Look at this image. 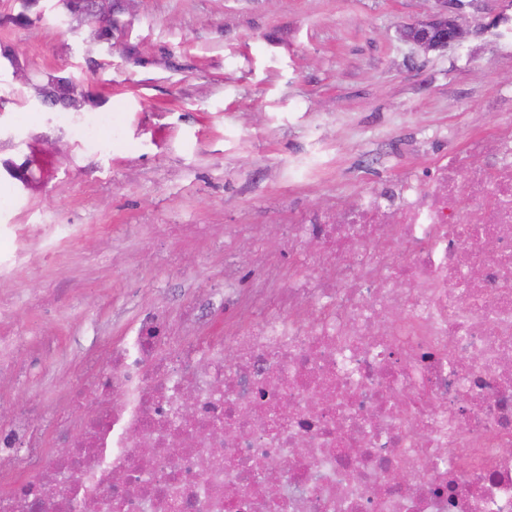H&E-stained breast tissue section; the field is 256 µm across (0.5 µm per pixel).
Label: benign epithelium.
Returning a JSON list of instances; mask_svg holds the SVG:
<instances>
[{
  "label": "benign epithelium",
  "mask_w": 512,
  "mask_h": 512,
  "mask_svg": "<svg viewBox=\"0 0 512 512\" xmlns=\"http://www.w3.org/2000/svg\"><path fill=\"white\" fill-rule=\"evenodd\" d=\"M439 12L427 22L404 24L399 28L401 39L424 54L462 44L473 29L459 21L461 7L457 0H438Z\"/></svg>",
  "instance_id": "obj_1"
}]
</instances>
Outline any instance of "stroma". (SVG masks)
<instances>
[{"instance_id": "35a3bbf8", "label": "stroma", "mask_w": 512, "mask_h": 512, "mask_svg": "<svg viewBox=\"0 0 512 512\" xmlns=\"http://www.w3.org/2000/svg\"><path fill=\"white\" fill-rule=\"evenodd\" d=\"M482 33L418 55L402 23L435 0H102L116 27L62 0L25 24L0 0V163L35 155L28 187L0 170V429L26 416L56 452L55 403L96 350L141 315H195L224 333V280L254 255L229 242L257 224L282 241L307 211L344 205L429 167L512 113V0H463ZM74 76L77 107L36 89ZM107 115L95 144L78 131ZM88 1L89 0H65L71 13L85 15L91 20H94V22L99 23L98 37L107 38L112 35V29L116 27V23L114 20L112 21V17H110L108 21L98 20L90 11Z\"/></svg>"}]
</instances>
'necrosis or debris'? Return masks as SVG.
<instances>
[{
    "mask_svg": "<svg viewBox=\"0 0 512 512\" xmlns=\"http://www.w3.org/2000/svg\"><path fill=\"white\" fill-rule=\"evenodd\" d=\"M507 127L289 225L322 276L277 287V256L240 226L261 273L224 304L245 328L146 314L100 364L107 385L70 391L86 411L69 455L0 457V480L25 472L0 512H512Z\"/></svg>",
    "mask_w": 512,
    "mask_h": 512,
    "instance_id": "necrosis-or-debris-1",
    "label": "necrosis or debris"
}]
</instances>
